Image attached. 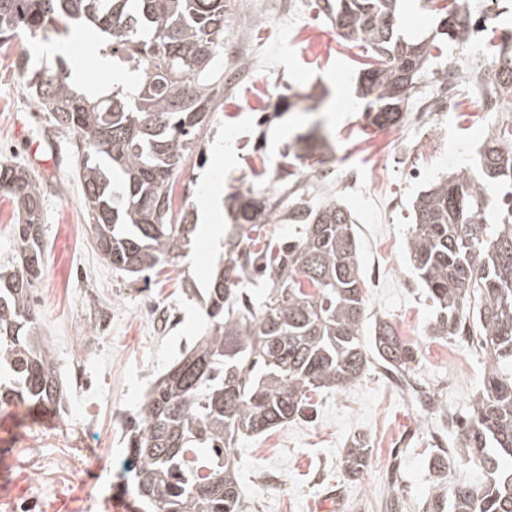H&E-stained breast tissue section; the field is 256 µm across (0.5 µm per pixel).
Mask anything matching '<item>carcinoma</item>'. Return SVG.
<instances>
[{
    "label": "carcinoma",
    "instance_id": "carcinoma-1",
    "mask_svg": "<svg viewBox=\"0 0 512 512\" xmlns=\"http://www.w3.org/2000/svg\"><path fill=\"white\" fill-rule=\"evenodd\" d=\"M322 9L343 41L370 51L357 94L378 127L401 120L433 51L468 42L483 24L453 0L439 9L435 35L412 42L399 33V0H323ZM225 23L226 0H0V45L60 36L72 25L101 35L110 86L78 88L63 63L27 59L21 72L49 123L79 137L88 230L114 270L140 277L192 244L194 213L174 217L168 186L224 109ZM491 57L487 98L511 103V31L502 30ZM310 99L280 95L273 111ZM296 143V160L329 147L311 133ZM314 177L289 171L226 197L233 232L204 299L207 326L152 381L126 426L143 512H244L234 451L241 436L304 416L312 393L341 390L372 366L405 382L412 376L418 353L390 321L374 318L364 335L370 315L356 221L335 194L305 189ZM0 194L13 204L18 253L15 264H0V405L61 410L63 384L32 303L45 262L41 185L0 163ZM412 209L406 256L437 307L430 334L476 336L485 357L483 388L454 454L489 479L434 485L426 512H512V120L488 134L475 167L431 184ZM267 224L301 228L279 240ZM258 273L271 288L255 305L240 284ZM369 453L365 440H353L345 473L360 475Z\"/></svg>",
    "mask_w": 512,
    "mask_h": 512
}]
</instances>
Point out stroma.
Wrapping results in <instances>:
<instances>
[{"mask_svg":"<svg viewBox=\"0 0 512 512\" xmlns=\"http://www.w3.org/2000/svg\"><path fill=\"white\" fill-rule=\"evenodd\" d=\"M286 14L245 19L225 43L265 53L273 69L224 82V109L201 154L192 155L171 185L173 210L197 203L214 181L263 186L285 166V153L306 116L262 117L283 90L322 93L318 117L336 145L326 159L334 176L323 189L354 215L371 313L393 323L417 350L414 376L434 392L438 409L421 410L378 368L340 391L315 393L307 418L257 436L235 450L244 512H313L335 497L337 512H422L436 479L439 448L455 439L483 375L476 337L430 336L434 309L405 261L412 200L444 174L474 165L488 132L506 115L464 90L453 112L425 113L439 90V72L462 78L487 64L485 43H451L416 86L410 109L389 127L371 125L355 95V73L367 56L340 39L315 0H292ZM63 59L82 65L89 87L111 84L98 41L86 29L66 40L14 39L0 49V163L24 167L42 187L46 266L33 300L39 326L66 380L59 414L0 406V512H140L125 471L123 423L134 416L152 375L164 369L205 325L204 298L221 250L195 245L150 280L112 270L93 247L74 137L51 126L27 93L17 63ZM231 149L216 158L214 145ZM355 171L356 184L339 179ZM93 343L80 344L84 334ZM365 437L363 474L344 475L348 441Z\"/></svg>","mask_w":512,"mask_h":512,"instance_id":"35a3bbf8","label":"stroma"}]
</instances>
